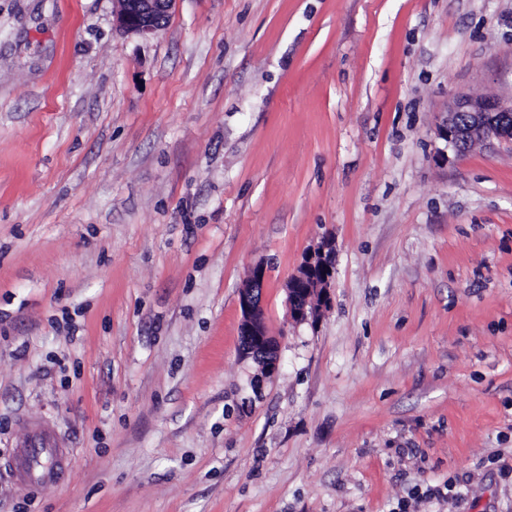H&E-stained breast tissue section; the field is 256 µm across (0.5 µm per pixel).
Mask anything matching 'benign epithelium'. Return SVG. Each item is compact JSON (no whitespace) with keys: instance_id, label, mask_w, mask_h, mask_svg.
<instances>
[{"instance_id":"1","label":"benign epithelium","mask_w":512,"mask_h":512,"mask_svg":"<svg viewBox=\"0 0 512 512\" xmlns=\"http://www.w3.org/2000/svg\"><path fill=\"white\" fill-rule=\"evenodd\" d=\"M173 3L174 0H119L116 22L126 34L147 37L166 25ZM439 133L457 153L478 143L512 145V99L459 95L445 112ZM335 258V244L325 238L305 255L300 267L289 277L286 295L290 320H313L317 317L316 308L327 306ZM239 305L242 352L247 357L263 353L266 375L271 378L278 370L277 343L256 318L260 303L255 291L240 293Z\"/></svg>"}]
</instances>
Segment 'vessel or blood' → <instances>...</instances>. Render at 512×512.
Wrapping results in <instances>:
<instances>
[{"mask_svg":"<svg viewBox=\"0 0 512 512\" xmlns=\"http://www.w3.org/2000/svg\"><path fill=\"white\" fill-rule=\"evenodd\" d=\"M18 472L22 481L33 485L45 480L63 478L69 461L56 439L45 430L34 429L28 442L17 452Z\"/></svg>","mask_w":512,"mask_h":512,"instance_id":"vessel-or-blood-1","label":"vessel or blood"}]
</instances>
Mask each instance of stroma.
<instances>
[{
    "instance_id": "stroma-1",
    "label": "stroma",
    "mask_w": 512,
    "mask_h": 512,
    "mask_svg": "<svg viewBox=\"0 0 512 512\" xmlns=\"http://www.w3.org/2000/svg\"><path fill=\"white\" fill-rule=\"evenodd\" d=\"M118 9L0 0V512H512V149L436 131L512 97V0ZM36 426L70 471L29 487ZM116 22L129 35L147 37L167 23L174 0H118ZM335 244L329 238H323L299 265L286 284L289 319L296 323L314 320L317 317L315 306L319 312L327 306L330 299L329 287L335 270ZM315 282L319 297H312L311 283ZM319 300V303L317 301ZM309 305L312 307L309 308ZM251 278L254 283V290L246 292L244 288L239 294V305L242 312L240 324V336L244 341L241 346L245 356L251 357L255 352H262L265 355V371L268 377H273L278 370L277 343L273 336H270L260 317L259 306L264 287V270L261 266H256L251 272ZM260 286L261 295L259 301L255 296L257 287Z\"/></svg>"
}]
</instances>
